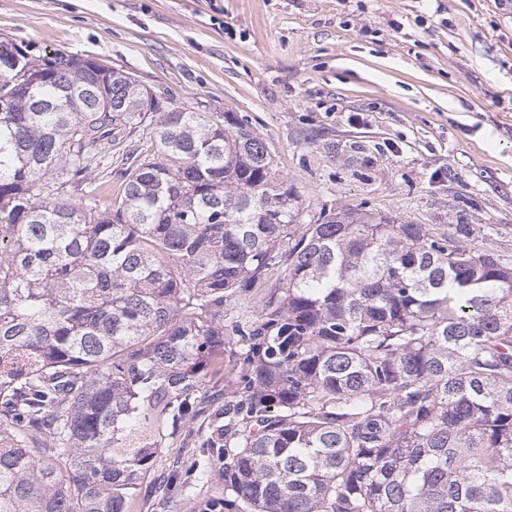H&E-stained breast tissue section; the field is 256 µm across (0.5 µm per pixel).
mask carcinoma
Here are the masks:
<instances>
[{"label":"carcinoma","mask_w":512,"mask_h":512,"mask_svg":"<svg viewBox=\"0 0 512 512\" xmlns=\"http://www.w3.org/2000/svg\"><path fill=\"white\" fill-rule=\"evenodd\" d=\"M98 69L0 40V512H130L210 362L201 512H512V266L468 224L303 223L247 122ZM280 278H282L281 271H273L269 273L267 280L260 288L253 289V297L251 299L244 301L240 298H232L228 301L226 304L230 316L236 317L242 314L247 316L256 315L260 299L267 294L270 288L277 287L280 284ZM227 376V369H221L218 374L211 373L207 376L204 387L200 389V395L209 401L205 416L215 413L224 407V383Z\"/></svg>","instance_id":"1"}]
</instances>
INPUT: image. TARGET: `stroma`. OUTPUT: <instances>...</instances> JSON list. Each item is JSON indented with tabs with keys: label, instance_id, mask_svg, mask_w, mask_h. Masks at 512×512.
Wrapping results in <instances>:
<instances>
[{
	"label": "stroma",
	"instance_id": "1",
	"mask_svg": "<svg viewBox=\"0 0 512 512\" xmlns=\"http://www.w3.org/2000/svg\"><path fill=\"white\" fill-rule=\"evenodd\" d=\"M0 40L248 120L305 212L468 224L512 264V0H0ZM202 427L163 449L134 512L223 496L218 475L157 489Z\"/></svg>",
	"mask_w": 512,
	"mask_h": 512
}]
</instances>
